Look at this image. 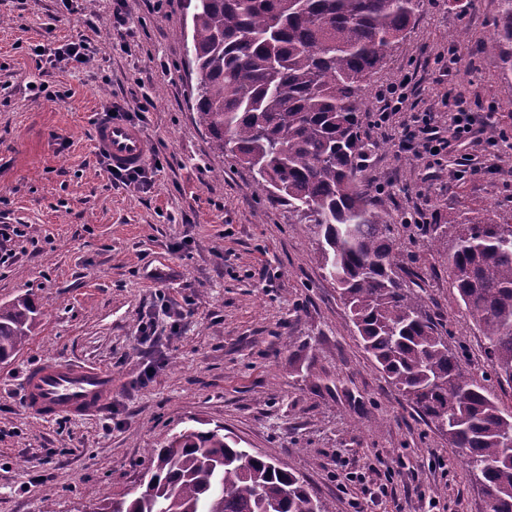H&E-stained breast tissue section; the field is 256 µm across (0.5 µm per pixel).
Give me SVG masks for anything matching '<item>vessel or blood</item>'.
<instances>
[{
    "instance_id": "vessel-or-blood-1",
    "label": "vessel or blood",
    "mask_w": 512,
    "mask_h": 512,
    "mask_svg": "<svg viewBox=\"0 0 512 512\" xmlns=\"http://www.w3.org/2000/svg\"><path fill=\"white\" fill-rule=\"evenodd\" d=\"M97 143L116 167L139 165L149 149L139 128L118 122L100 125ZM23 386L25 409L36 419L92 418L112 396V374L92 363L53 357L28 370Z\"/></svg>"
}]
</instances>
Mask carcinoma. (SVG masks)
<instances>
[{
	"instance_id": "obj_1",
	"label": "carcinoma",
	"mask_w": 512,
	"mask_h": 512,
	"mask_svg": "<svg viewBox=\"0 0 512 512\" xmlns=\"http://www.w3.org/2000/svg\"><path fill=\"white\" fill-rule=\"evenodd\" d=\"M498 40L512 47V0ZM194 101L215 148L312 224L318 258L364 350L411 407L512 512V409L462 365L401 272L387 210L360 180L364 87L410 32L420 0H185ZM452 286L481 330L498 384L512 386V224H441ZM28 297L0 305V360L28 340ZM106 512H331L304 480L246 457L234 437L185 429L150 449L140 491Z\"/></svg>"
}]
</instances>
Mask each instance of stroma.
<instances>
[{"mask_svg": "<svg viewBox=\"0 0 512 512\" xmlns=\"http://www.w3.org/2000/svg\"><path fill=\"white\" fill-rule=\"evenodd\" d=\"M127 23L116 27L114 8ZM498 0H421L410 34L367 89L364 168L385 203L405 280L476 378L491 376L471 319L428 228L512 221V176L458 146L440 162L396 154L374 129L378 93L412 80L415 110L491 113L512 168V68L494 30ZM83 41L79 68L35 56ZM465 29L449 74L440 57ZM183 0H0V304L40 311L22 350L0 362V512H98L132 497L146 451L180 430H221L298 473L334 512H480L455 448L422 421L364 351L310 225L215 150L197 118ZM46 86L33 98L29 83ZM138 112L148 184L108 173L94 129L106 109ZM466 165L464 178L454 175ZM425 217L417 230L409 219ZM64 357L112 374L91 420L42 422L22 407L33 363ZM154 368L146 379V368ZM386 493H379V486Z\"/></svg>", "mask_w": 512, "mask_h": 512, "instance_id": "35a3bbf8", "label": "stroma"}]
</instances>
